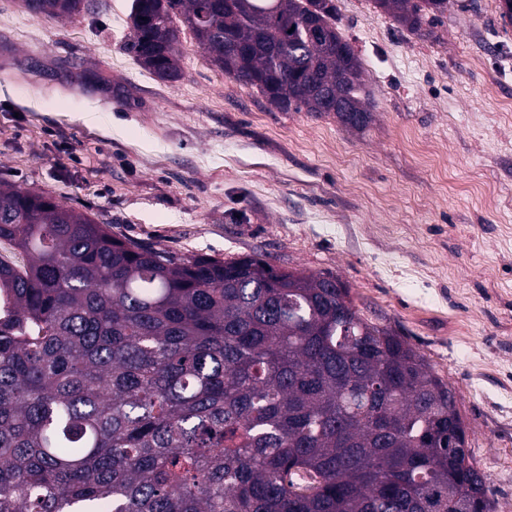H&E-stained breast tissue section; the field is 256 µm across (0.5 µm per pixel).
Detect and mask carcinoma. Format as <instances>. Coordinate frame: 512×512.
<instances>
[{
	"mask_svg": "<svg viewBox=\"0 0 512 512\" xmlns=\"http://www.w3.org/2000/svg\"><path fill=\"white\" fill-rule=\"evenodd\" d=\"M430 35L451 0H373ZM69 18L85 0H23ZM180 17L274 108L362 129L374 106L335 0H132L125 50L182 77ZM0 512H490L450 444L455 394L331 273L177 257L0 185Z\"/></svg>",
	"mask_w": 512,
	"mask_h": 512,
	"instance_id": "1",
	"label": "carcinoma"
}]
</instances>
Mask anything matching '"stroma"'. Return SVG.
Returning a JSON list of instances; mask_svg holds the SVG:
<instances>
[{
	"instance_id": "35a3bbf8",
	"label": "stroma",
	"mask_w": 512,
	"mask_h": 512,
	"mask_svg": "<svg viewBox=\"0 0 512 512\" xmlns=\"http://www.w3.org/2000/svg\"><path fill=\"white\" fill-rule=\"evenodd\" d=\"M65 19L0 0V182L179 256L330 273L455 393L492 512H512V22L459 0L420 37L336 0L369 125L281 112L190 31L183 77L122 49L132 0Z\"/></svg>"
}]
</instances>
